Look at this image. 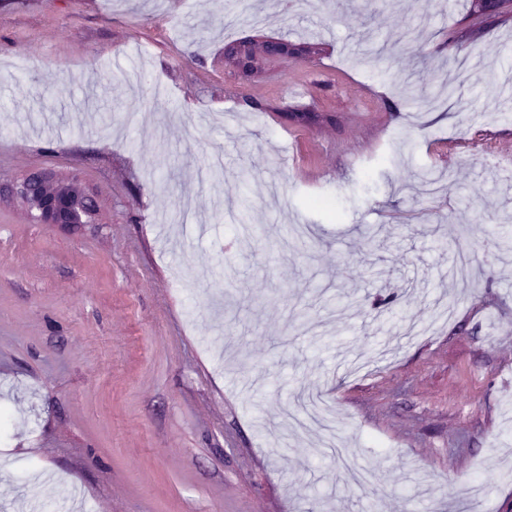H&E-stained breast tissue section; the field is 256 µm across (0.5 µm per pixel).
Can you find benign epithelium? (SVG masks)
Segmentation results:
<instances>
[{"instance_id":"1","label":"benign epithelium","mask_w":512,"mask_h":512,"mask_svg":"<svg viewBox=\"0 0 512 512\" xmlns=\"http://www.w3.org/2000/svg\"><path fill=\"white\" fill-rule=\"evenodd\" d=\"M288 44L268 38L255 43L244 40L224 50V57L233 60L252 57L253 70H259L265 61L284 55ZM19 202L38 224H50L65 230H74L83 224L98 223V203L94 191L79 178H62L51 169L30 172L20 179L0 181V199Z\"/></svg>"}]
</instances>
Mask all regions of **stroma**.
Returning a JSON list of instances; mask_svg holds the SVG:
<instances>
[{
    "label": "stroma",
    "mask_w": 512,
    "mask_h": 512,
    "mask_svg": "<svg viewBox=\"0 0 512 512\" xmlns=\"http://www.w3.org/2000/svg\"><path fill=\"white\" fill-rule=\"evenodd\" d=\"M246 2L0 0V179L100 211L0 201V512H512V86L457 65L512 75V17ZM258 35L323 51L225 69ZM312 386L347 459L288 424ZM19 202L38 224L74 230L81 224L98 223L94 191L79 178L59 177L51 169L30 172L20 179L0 181V200Z\"/></svg>",
    "instance_id": "stroma-1"
}]
</instances>
